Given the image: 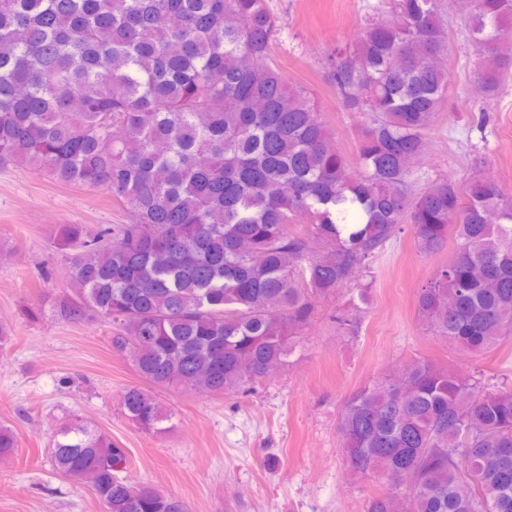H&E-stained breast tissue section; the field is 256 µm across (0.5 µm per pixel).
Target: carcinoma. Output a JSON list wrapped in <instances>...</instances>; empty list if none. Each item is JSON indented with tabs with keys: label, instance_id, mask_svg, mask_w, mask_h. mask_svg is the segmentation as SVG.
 <instances>
[{
	"label": "carcinoma",
	"instance_id": "1",
	"mask_svg": "<svg viewBox=\"0 0 512 512\" xmlns=\"http://www.w3.org/2000/svg\"><path fill=\"white\" fill-rule=\"evenodd\" d=\"M470 9L473 81L493 97L512 0ZM276 32L265 0H0V165L102 188L131 215L93 236L58 226L74 294L56 315L115 325L112 347L151 384L243 392L284 363L312 298L408 223L424 255L455 243L417 295L427 329L474 356L511 337L512 195L480 171L464 190L413 178L448 94L437 0H394L330 60L367 116L354 177L312 94L273 63ZM402 377L400 391L359 389L338 421L349 468L386 481L367 512H512V388L421 358ZM121 404L138 428L169 430L143 388ZM14 448L1 425L0 457ZM125 459L81 420L52 443L54 469L91 483L106 512H188L119 477Z\"/></svg>",
	"mask_w": 512,
	"mask_h": 512
}]
</instances>
